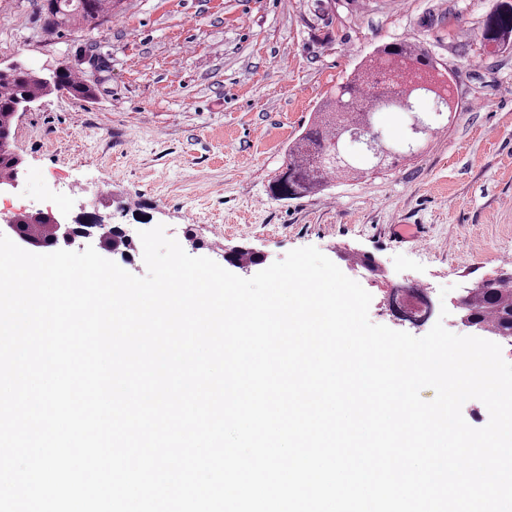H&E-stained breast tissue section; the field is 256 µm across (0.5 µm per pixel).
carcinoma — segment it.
Instances as JSON below:
<instances>
[{"instance_id": "obj_1", "label": "carcinoma", "mask_w": 512, "mask_h": 512, "mask_svg": "<svg viewBox=\"0 0 512 512\" xmlns=\"http://www.w3.org/2000/svg\"><path fill=\"white\" fill-rule=\"evenodd\" d=\"M46 24L52 29L82 25L98 28L112 11V0H36ZM480 48L491 55L512 51V0H494L480 30ZM437 61L423 44L408 39L379 47L351 78L330 91L327 103L315 113L302 133L289 146L282 170L270 185L271 196L288 200L316 194L337 179L359 180L397 164L405 153L388 147L379 153L361 146L362 159L345 154V137L376 132V112L409 113L405 103L427 96L439 104L430 113V131L438 132L445 116L456 111ZM60 88L78 101L96 95L94 86L62 72L58 85L43 82L24 70L0 73V133L9 138L22 102L48 96ZM462 313L494 327L492 335L512 341V279L486 283L470 289L460 298Z\"/></svg>"}]
</instances>
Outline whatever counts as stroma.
I'll return each mask as SVG.
<instances>
[{"label": "stroma", "mask_w": 512, "mask_h": 512, "mask_svg": "<svg viewBox=\"0 0 512 512\" xmlns=\"http://www.w3.org/2000/svg\"><path fill=\"white\" fill-rule=\"evenodd\" d=\"M314 3L121 0L98 29L55 31L35 0H0V63L44 77L63 60L103 64L93 100L55 93L19 113L24 173L0 211L99 214L130 236L113 260L137 276L139 233L159 224L193 256L253 252L251 276L313 246L371 294V322L425 335L387 303L421 284L445 292V328L468 335L457 299L512 268V54L477 53L493 0H341L324 21ZM397 39L453 70L452 122L387 174L272 198L326 92Z\"/></svg>", "instance_id": "35a3bbf8"}]
</instances>
